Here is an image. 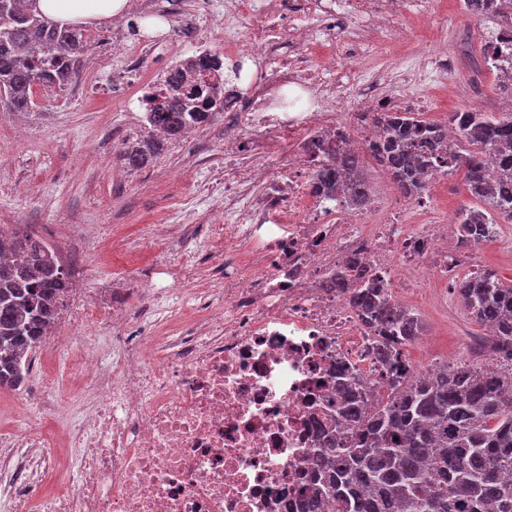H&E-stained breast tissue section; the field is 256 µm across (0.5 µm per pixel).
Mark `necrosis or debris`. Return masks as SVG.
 Returning a JSON list of instances; mask_svg holds the SVG:
<instances>
[{
	"label": "necrosis or debris",
	"mask_w": 512,
	"mask_h": 512,
	"mask_svg": "<svg viewBox=\"0 0 512 512\" xmlns=\"http://www.w3.org/2000/svg\"><path fill=\"white\" fill-rule=\"evenodd\" d=\"M387 19L382 0H225L224 24L261 19L245 41H225L227 56L262 64L248 85L211 72L224 88V215L210 226L224 242V266L195 283V249L183 244L177 264L153 275L192 283L194 318L183 304L152 289L130 326L120 305H89L79 317L95 326L121 325L108 348L64 336L71 371L88 380L90 405L80 415L53 401L55 429L40 418L0 437V498L13 512H297L299 492L314 475L316 426L336 401L340 371L386 391L376 359L377 338L347 296L321 287L338 264L355 257L395 274L394 301L423 282L455 283L462 263L478 265L477 249L457 253L448 228L416 220L418 198L398 193L396 212L379 220L374 202L350 209L317 191L311 174H271L268 158L280 135L301 144L340 130L345 148L367 149L383 131L376 108L403 106L365 81L339 90L326 75L354 70L348 41L335 39L346 16ZM327 49L323 63L310 54ZM296 87L283 100V86ZM295 114L287 131L267 114L280 106ZM248 152L250 163L236 160ZM262 183L260 195L238 208L242 188ZM287 216L288 236L250 255L251 273L238 256L270 211ZM76 454L72 481L53 483L61 467L60 442Z\"/></svg>",
	"instance_id": "1"
}]
</instances>
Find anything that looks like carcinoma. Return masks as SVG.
Returning a JSON list of instances; mask_svg holds the SVG:
<instances>
[{
    "instance_id": "cac0c4a2",
    "label": "carcinoma",
    "mask_w": 512,
    "mask_h": 512,
    "mask_svg": "<svg viewBox=\"0 0 512 512\" xmlns=\"http://www.w3.org/2000/svg\"><path fill=\"white\" fill-rule=\"evenodd\" d=\"M40 0H0V102L28 112L38 86L65 88L85 54L84 28L47 18ZM475 15H499L512 0H465ZM215 58L186 59L169 71L168 96L150 104L144 119L163 137L147 138L121 151L127 167L141 168L163 150V142L207 124L199 105L223 104L215 88L200 81ZM383 139L369 154L412 196L427 191L425 171L463 173L468 194L486 205L456 214L462 245L482 241L499 219L512 221V110L464 109L446 126L411 112H377ZM344 134H319L309 141L313 180L351 208L370 199L359 157L343 149ZM349 291L366 324L382 337L377 349L387 372L386 398L366 400L346 380L336 382V416L353 423L350 435L328 433L316 453L312 488L301 495L300 512H315L320 500L335 512H512V287L492 271L460 283L461 302L471 317L494 328L502 360L476 367L446 366L428 378L406 373L404 346L421 334L419 316L389 298L384 277L350 258L326 281ZM70 279L55 252L31 234L0 233V386H19L27 352L58 319V304Z\"/></svg>"
}]
</instances>
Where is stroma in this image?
Masks as SVG:
<instances>
[{
    "label": "stroma",
    "mask_w": 512,
    "mask_h": 512,
    "mask_svg": "<svg viewBox=\"0 0 512 512\" xmlns=\"http://www.w3.org/2000/svg\"><path fill=\"white\" fill-rule=\"evenodd\" d=\"M223 10L224 0H177V16L165 27L175 32L186 22L196 38L216 43L228 35L242 38L244 26L225 31ZM491 24V19L467 11L463 0H433L431 20L416 28L412 38L391 40L388 33L374 30L368 17L351 18L338 36L363 42L362 74L380 93L406 100L425 97L428 117L436 121L465 103L482 112L498 111L495 72L475 45L480 31ZM437 48L454 58V70L436 73L432 52ZM154 68L150 60L130 75L121 54H113L104 67L84 57L79 75L52 107L36 104L18 119L25 128L21 136L14 128L18 120L0 108V225L18 233L35 231L61 260H75L81 290L65 298L60 317L69 321L72 336L88 345L108 342L112 325H79L84 306L108 307L117 300L128 312L138 311L146 270L179 261V246L156 240L154 225L208 224L212 211L224 207L223 114L186 141L183 150L167 146L153 163L138 169L121 162L124 133L142 122L135 105ZM463 206L478 209L482 203L468 196L456 174L435 187L423 211L452 218ZM479 252V266L461 267L459 279L480 268L511 287L512 223L497 224ZM409 308L421 317L425 332L419 345L406 346L404 354L421 366L454 358L484 330L466 313L459 296L439 281L413 293ZM34 354L63 376L61 397L82 407L84 380L69 374L51 341H43ZM41 393L34 371L19 388L0 391V433L19 431L30 416L42 415Z\"/></svg>",
    "instance_id": "stroma-1"
}]
</instances>
